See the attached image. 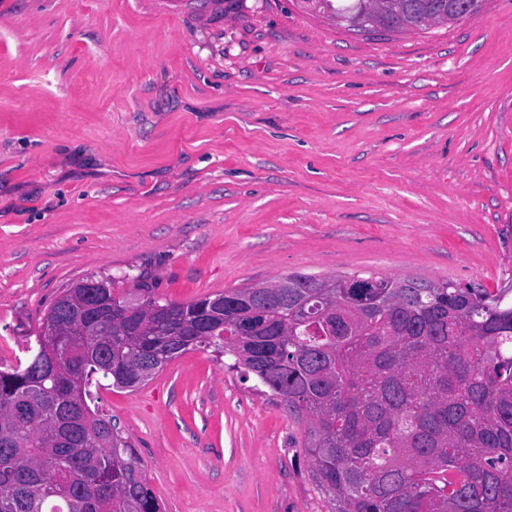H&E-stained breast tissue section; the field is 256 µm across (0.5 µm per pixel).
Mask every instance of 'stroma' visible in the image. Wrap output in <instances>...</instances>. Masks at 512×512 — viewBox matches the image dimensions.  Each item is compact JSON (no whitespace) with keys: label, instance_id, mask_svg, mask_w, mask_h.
Wrapping results in <instances>:
<instances>
[{"label":"stroma","instance_id":"obj_1","mask_svg":"<svg viewBox=\"0 0 512 512\" xmlns=\"http://www.w3.org/2000/svg\"><path fill=\"white\" fill-rule=\"evenodd\" d=\"M512 282V0L353 32L302 0H0V364L73 283ZM99 410L163 512H333L305 425L191 350Z\"/></svg>","mask_w":512,"mask_h":512}]
</instances>
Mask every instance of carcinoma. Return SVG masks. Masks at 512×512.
<instances>
[{"mask_svg":"<svg viewBox=\"0 0 512 512\" xmlns=\"http://www.w3.org/2000/svg\"><path fill=\"white\" fill-rule=\"evenodd\" d=\"M357 30L366 0H306ZM387 31L448 24L455 0H404ZM288 285L227 288L182 303L142 276L102 279L112 320L70 296L45 311L80 351L55 367L57 337L0 369V512H162L136 450L91 408L92 381L212 347L306 425L311 475L334 512H512V284L290 273ZM125 283L132 288L119 293Z\"/></svg>","mask_w":512,"mask_h":512,"instance_id":"1","label":"carcinoma"}]
</instances>
